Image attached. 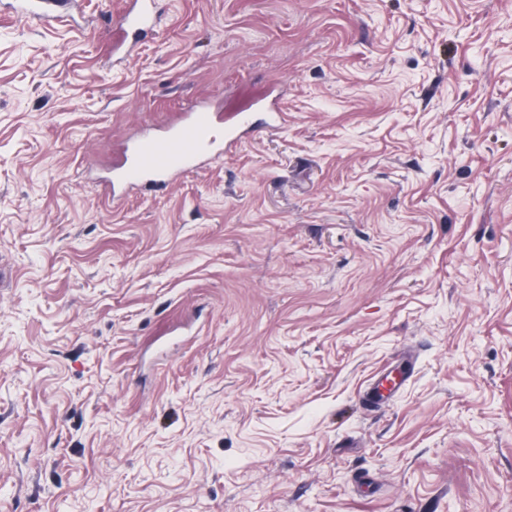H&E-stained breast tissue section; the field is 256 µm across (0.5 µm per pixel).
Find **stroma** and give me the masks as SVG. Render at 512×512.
<instances>
[{
  "label": "stroma",
  "instance_id": "obj_1",
  "mask_svg": "<svg viewBox=\"0 0 512 512\" xmlns=\"http://www.w3.org/2000/svg\"><path fill=\"white\" fill-rule=\"evenodd\" d=\"M125 7L0 12V512H512V0ZM132 4L119 27L114 30L113 47L116 51H127L132 44L130 35L147 31L154 21L156 0H133ZM215 118L208 109H191L163 135L142 136L129 155L125 152L113 163V198L117 189L160 187L178 173L200 165L215 144Z\"/></svg>",
  "mask_w": 512,
  "mask_h": 512
}]
</instances>
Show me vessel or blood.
<instances>
[{
    "label": "vessel or blood",
    "mask_w": 512,
    "mask_h": 512,
    "mask_svg": "<svg viewBox=\"0 0 512 512\" xmlns=\"http://www.w3.org/2000/svg\"><path fill=\"white\" fill-rule=\"evenodd\" d=\"M58 0H16L17 9L31 18L50 20ZM156 0H133L113 34V47L128 50L131 35L150 29ZM215 116L205 108L193 109L161 135L142 136L131 153L116 160L112 167L111 189L160 187L173 176L201 164L214 145Z\"/></svg>",
    "instance_id": "1"
}]
</instances>
